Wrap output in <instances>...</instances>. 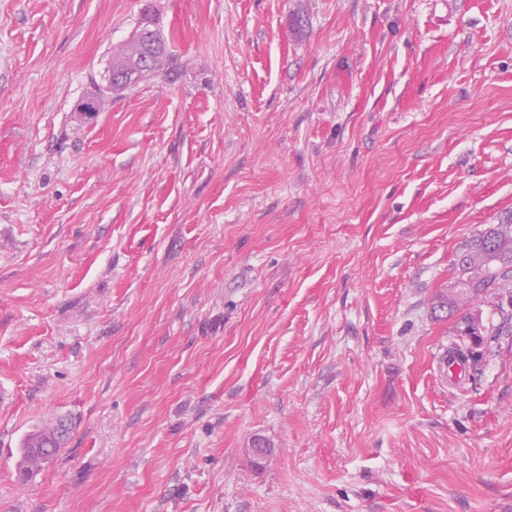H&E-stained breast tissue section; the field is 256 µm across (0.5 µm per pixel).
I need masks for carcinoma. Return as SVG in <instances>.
Masks as SVG:
<instances>
[{
    "label": "carcinoma",
    "instance_id": "carcinoma-1",
    "mask_svg": "<svg viewBox=\"0 0 512 512\" xmlns=\"http://www.w3.org/2000/svg\"><path fill=\"white\" fill-rule=\"evenodd\" d=\"M167 39L155 19L144 14L130 40L112 50V88L98 90V104L107 95L127 90L132 84L131 66H140L142 76L156 73L167 64ZM512 283V212L499 217L496 224L481 232L461 255L453 282L441 290L433 302V313L441 318L470 304L488 288ZM68 435L67 423L60 420L47 434L41 430L28 434L21 448L19 478L30 476L31 456L54 458Z\"/></svg>",
    "mask_w": 512,
    "mask_h": 512
}]
</instances>
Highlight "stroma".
I'll use <instances>...</instances> for the list:
<instances>
[{
  "label": "stroma",
  "instance_id": "1",
  "mask_svg": "<svg viewBox=\"0 0 512 512\" xmlns=\"http://www.w3.org/2000/svg\"><path fill=\"white\" fill-rule=\"evenodd\" d=\"M506 210L512 0H0V512H512ZM146 32H149L146 35ZM169 57L167 39L161 29L156 26L155 19L148 13L143 15L130 40L112 50V88L98 90V111L109 94L127 90L131 84L142 76L156 73L167 64ZM144 64L139 69L140 76L132 81L131 66ZM138 73L133 75L136 77ZM454 275L451 286L435 297L432 310L436 317L446 318L492 286L512 283V212L499 217L497 224L472 241L461 255ZM69 428L64 420H59L52 433H45L41 430L28 434L21 448L22 460L18 467L19 478L27 479L32 473L29 469V462L33 454H40L54 458L66 442Z\"/></svg>",
  "mask_w": 512,
  "mask_h": 512
}]
</instances>
